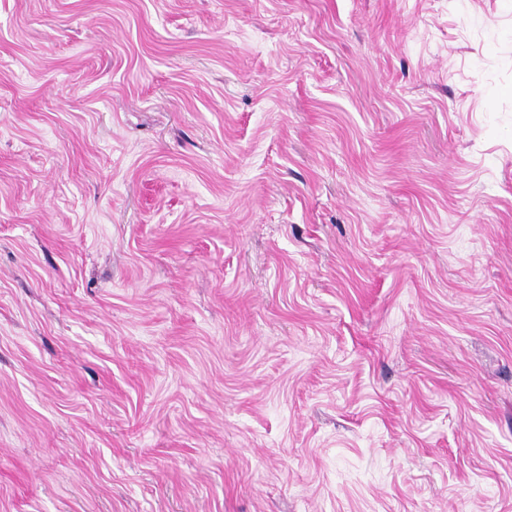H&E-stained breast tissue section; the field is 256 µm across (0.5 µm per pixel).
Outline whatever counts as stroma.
I'll list each match as a JSON object with an SVG mask.
<instances>
[{"mask_svg": "<svg viewBox=\"0 0 512 512\" xmlns=\"http://www.w3.org/2000/svg\"><path fill=\"white\" fill-rule=\"evenodd\" d=\"M0 512H512V0H0Z\"/></svg>", "mask_w": 512, "mask_h": 512, "instance_id": "obj_1", "label": "stroma"}]
</instances>
